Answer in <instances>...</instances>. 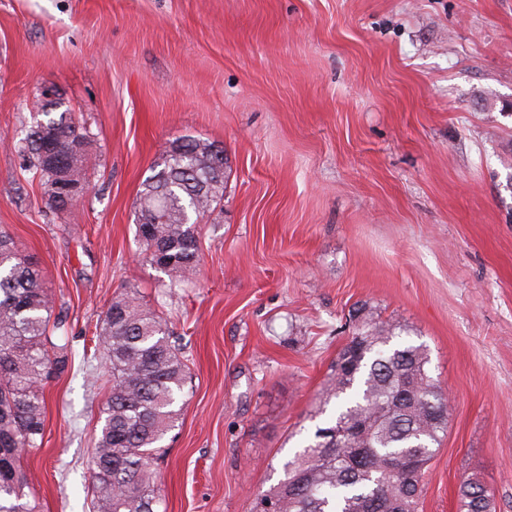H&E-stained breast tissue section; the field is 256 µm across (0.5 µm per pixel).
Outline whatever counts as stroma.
Listing matches in <instances>:
<instances>
[{"mask_svg":"<svg viewBox=\"0 0 512 512\" xmlns=\"http://www.w3.org/2000/svg\"><path fill=\"white\" fill-rule=\"evenodd\" d=\"M80 116L64 212L0 147V231L38 263L68 366L27 454L39 512H89L110 372L95 331L136 291L187 375L151 462L159 512H252L316 428L355 309L425 344L448 429L422 512L475 477L512 512V0H0V135L40 86ZM227 159L195 279L142 260L136 203L162 146Z\"/></svg>","mask_w":512,"mask_h":512,"instance_id":"obj_1","label":"stroma"}]
</instances>
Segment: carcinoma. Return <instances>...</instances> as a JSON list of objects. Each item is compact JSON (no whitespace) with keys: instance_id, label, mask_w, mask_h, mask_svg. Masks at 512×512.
<instances>
[{"instance_id":"carcinoma-1","label":"carcinoma","mask_w":512,"mask_h":512,"mask_svg":"<svg viewBox=\"0 0 512 512\" xmlns=\"http://www.w3.org/2000/svg\"><path fill=\"white\" fill-rule=\"evenodd\" d=\"M24 138L12 141L22 165L34 171L50 208L64 211L63 186L84 180L86 152L69 153L89 131L67 108L44 113ZM176 157L161 152L159 169L139 192L135 238L142 259L173 281L198 270L197 219L224 199V171L208 163L212 142L182 138ZM53 301L40 270L0 235V512H37L19 503L29 487L22 461L45 436L44 381L61 373L66 355L50 354ZM397 327L370 317L350 342L364 345L349 376L333 378L334 423H372L356 443L327 446L314 438L283 467L278 483L256 497L255 512H420L424 485H405L395 458L425 471L447 431V397L428 371L423 344L397 343ZM96 336L112 373V389L92 456L94 512H157L150 470L158 443L174 426L186 365L166 321L133 293L116 296L102 312ZM459 512H494L492 495L466 479Z\"/></svg>"}]
</instances>
